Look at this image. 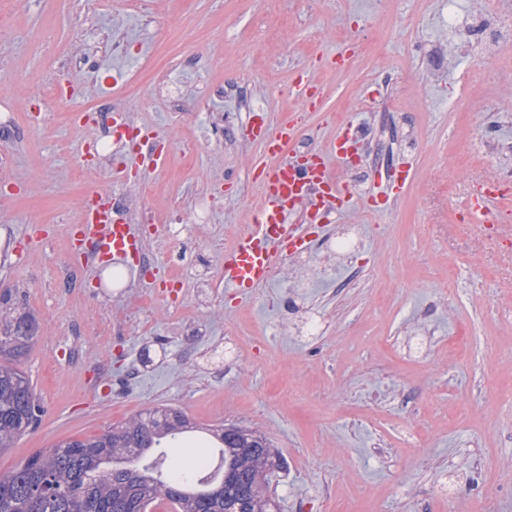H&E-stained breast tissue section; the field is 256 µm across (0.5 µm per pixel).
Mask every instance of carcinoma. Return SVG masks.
<instances>
[{"instance_id": "1", "label": "carcinoma", "mask_w": 512, "mask_h": 512, "mask_svg": "<svg viewBox=\"0 0 512 512\" xmlns=\"http://www.w3.org/2000/svg\"><path fill=\"white\" fill-rule=\"evenodd\" d=\"M0 297V450L32 430L40 404L17 367L36 331ZM276 454L257 430L204 432L172 407L140 412L102 435L61 441L0 476V512H275L268 474Z\"/></svg>"}]
</instances>
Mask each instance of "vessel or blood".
Listing matches in <instances>:
<instances>
[{"instance_id": "vessel-or-blood-1", "label": "vessel or blood", "mask_w": 512, "mask_h": 512, "mask_svg": "<svg viewBox=\"0 0 512 512\" xmlns=\"http://www.w3.org/2000/svg\"><path fill=\"white\" fill-rule=\"evenodd\" d=\"M324 83L316 73L302 68L296 71L290 95L302 110L273 125L260 114L249 115L245 133L261 143L262 160L253 169L260 186V200L253 221L247 225L234 247L224 255L221 279L226 289L246 297L266 286L275 270L288 256L306 248L309 227L321 223L335 212L348 211L357 202L350 186L338 169L356 154L364 143L357 127L337 129L317 147L300 144L302 111L320 103L318 93ZM134 168L117 166L112 170L116 182L128 181L130 174L148 176L165 162L167 153L157 143L151 128L143 126L130 146ZM495 178L486 179L467 205L470 224L479 231L494 229L497 235H512V227L497 224L504 209L503 195ZM99 189L84 197L81 218L69 233L70 252L75 263L90 268L114 259L139 260L144 243L124 216L112 213Z\"/></svg>"}]
</instances>
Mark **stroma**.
I'll return each instance as SVG.
<instances>
[{
	"label": "stroma",
	"instance_id": "obj_1",
	"mask_svg": "<svg viewBox=\"0 0 512 512\" xmlns=\"http://www.w3.org/2000/svg\"><path fill=\"white\" fill-rule=\"evenodd\" d=\"M123 2L91 11L84 0H22L0 46V104L19 117L0 141L13 174L0 182L10 200L0 294L39 322L19 367L42 409L0 452V473L170 405L202 426L263 432L285 462L271 483L279 512H448L454 494L471 512H512V255L462 211L490 174L512 187V153L490 154L492 141L512 143V84L455 50L448 0H154L148 17ZM116 20L124 52L99 53L93 72L62 69L67 51ZM352 45L355 56L321 73L330 96L304 127L323 141L332 123L386 125L340 173L371 207L315 228L286 280L244 300L213 287L258 201L249 169L263 152L225 148L211 114L241 122L246 109L208 86L263 88L276 122L295 106V71ZM152 63L169 65V83L185 91L180 111L140 110L156 97ZM50 80L66 97L32 114ZM102 101L133 110L168 153L142 184L72 172L102 131L69 115ZM407 161L413 180L391 195L386 176ZM94 187L140 190L145 210L171 221L201 196L212 208L204 227L133 265L134 287H115L101 268L66 280L65 229ZM30 224L56 231L28 243ZM331 233L355 249L332 250ZM180 268L184 285L166 287Z\"/></svg>",
	"mask_w": 512,
	"mask_h": 512
}]
</instances>
